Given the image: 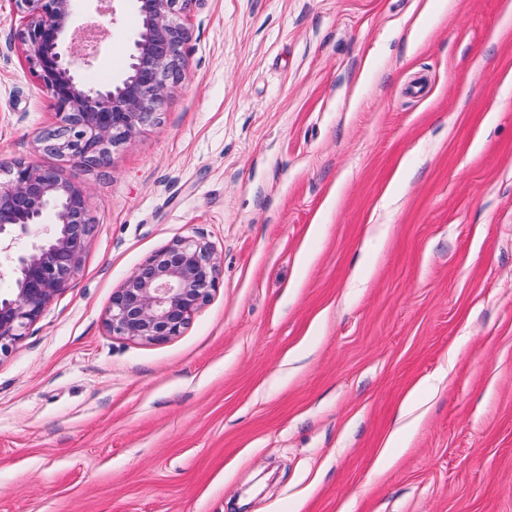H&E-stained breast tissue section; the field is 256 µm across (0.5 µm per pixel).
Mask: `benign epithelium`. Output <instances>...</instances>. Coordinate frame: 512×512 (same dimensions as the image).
Masks as SVG:
<instances>
[{"mask_svg":"<svg viewBox=\"0 0 512 512\" xmlns=\"http://www.w3.org/2000/svg\"><path fill=\"white\" fill-rule=\"evenodd\" d=\"M21 45L57 109L59 124L41 138L47 149L101 163L112 147L153 121L183 64L187 32L173 15L179 0H134L139 26L127 72L107 86H90L73 64L98 55L103 26L77 28L81 0H17ZM92 233L82 189L51 168L18 162L0 183V268L14 288L0 294V354L71 287ZM210 248L184 238L149 256L117 288L106 318L114 336L161 344L180 335L219 284Z\"/></svg>","mask_w":512,"mask_h":512,"instance_id":"obj_1","label":"benign epithelium"}]
</instances>
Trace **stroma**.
Masks as SVG:
<instances>
[{
  "label": "stroma",
  "instance_id": "stroma-1",
  "mask_svg": "<svg viewBox=\"0 0 512 512\" xmlns=\"http://www.w3.org/2000/svg\"><path fill=\"white\" fill-rule=\"evenodd\" d=\"M511 3L191 0L157 120L87 164L40 144L0 0V182L55 169L93 226L0 355V512H512ZM114 9L92 86L130 63ZM182 237L221 262L210 300L168 342L110 334ZM417 409L416 403L412 399H408L403 404L400 414L399 421L400 424L396 427V429L392 432L386 447L387 448H397L400 438L404 436L409 429L415 424L417 417H414V412Z\"/></svg>",
  "mask_w": 512,
  "mask_h": 512
}]
</instances>
